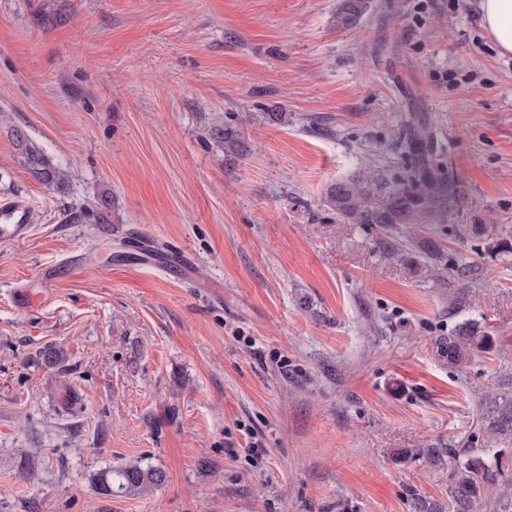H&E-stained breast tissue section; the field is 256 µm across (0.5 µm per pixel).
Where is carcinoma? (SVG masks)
Instances as JSON below:
<instances>
[{
	"mask_svg": "<svg viewBox=\"0 0 512 512\" xmlns=\"http://www.w3.org/2000/svg\"><path fill=\"white\" fill-rule=\"evenodd\" d=\"M367 9V0H339L333 16V26L349 30L356 26ZM15 145L29 175L49 188H61L70 178L62 169L33 144L25 134L13 130ZM211 137L230 150L240 145L238 130L228 124L214 125ZM433 134L425 126L409 125L406 141L409 152L417 159L414 178L395 189L382 192L371 172L338 180L326 189L327 205L351 224H366L380 229L384 253L390 259L404 261L409 256L412 234L409 228L425 233L437 217L448 184L436 173L432 164ZM468 233L480 237L490 254L512 252V239L499 238L492 224H469ZM492 346V338L470 322L464 323L457 334L440 343L448 363L457 365L479 351ZM481 428L497 441H512V393L504 392L486 404ZM399 459L421 460L432 467H441L445 460L453 462L448 473L447 501L439 502L410 491L414 512H512V481L498 482L501 476L500 452L487 455L484 451L452 447L403 448ZM166 473L161 469L130 465L100 474L99 490L105 495L114 492L140 494L162 486Z\"/></svg>",
	"mask_w": 512,
	"mask_h": 512,
	"instance_id": "cac0c4a2",
	"label": "carcinoma"
}]
</instances>
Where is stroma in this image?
Returning <instances> with one entry per match:
<instances>
[{
  "label": "stroma",
  "mask_w": 512,
  "mask_h": 512,
  "mask_svg": "<svg viewBox=\"0 0 512 512\" xmlns=\"http://www.w3.org/2000/svg\"><path fill=\"white\" fill-rule=\"evenodd\" d=\"M337 4L0 0V195L32 213L0 242V512H413L448 474L398 450L489 447L512 253L463 227L512 233V58L478 0H369L341 31ZM224 122L237 151L209 136ZM412 123L451 189L433 274L325 202L365 168L410 180ZM468 321L493 347L451 365L438 342ZM132 464L165 484L101 493ZM13 136L23 165L34 180L49 188H61L69 181V172L54 164L21 130L13 129ZM495 224H467L468 234L480 237L486 244L487 252L497 256L501 253L512 252V239L498 238V230Z\"/></svg>",
  "instance_id": "stroma-1"
}]
</instances>
